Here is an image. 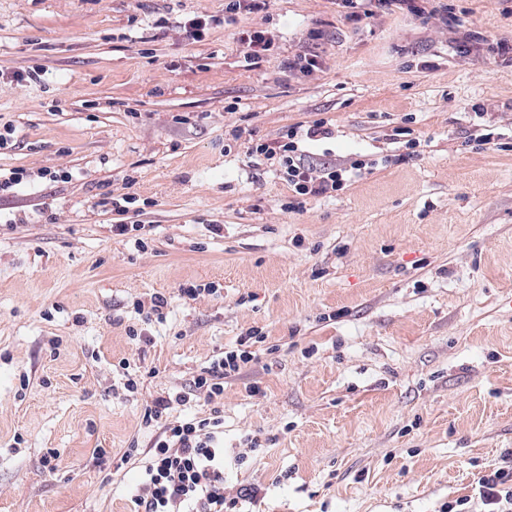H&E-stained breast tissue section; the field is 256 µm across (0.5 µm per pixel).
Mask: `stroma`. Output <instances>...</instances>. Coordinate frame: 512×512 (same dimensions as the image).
<instances>
[{"mask_svg": "<svg viewBox=\"0 0 512 512\" xmlns=\"http://www.w3.org/2000/svg\"><path fill=\"white\" fill-rule=\"evenodd\" d=\"M427 8L356 26L336 0H0V172L27 175L0 192V512H130L141 463L116 460L155 438L145 408L183 391L170 418L208 416L194 375L253 327L259 358L220 401L236 512H439L512 451V63L486 45L512 38V0ZM249 26L275 34L251 63ZM303 53L318 69L288 70ZM321 117L311 164H377L286 212L249 142ZM483 133L506 150L470 145ZM126 194L140 211L102 203ZM156 293L165 317L143 322L133 304Z\"/></svg>", "mask_w": 512, "mask_h": 512, "instance_id": "stroma-1", "label": "stroma"}]
</instances>
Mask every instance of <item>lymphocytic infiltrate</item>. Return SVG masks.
Instances as JSON below:
<instances>
[{
    "instance_id": "f902f5d3",
    "label": "lymphocytic infiltrate",
    "mask_w": 512,
    "mask_h": 512,
    "mask_svg": "<svg viewBox=\"0 0 512 512\" xmlns=\"http://www.w3.org/2000/svg\"><path fill=\"white\" fill-rule=\"evenodd\" d=\"M346 21L356 24L376 11L403 10L415 19L428 15L427 0H339ZM328 119L289 126L272 140L252 142L253 157L276 165L288 185L286 211H304L308 200L342 191L367 167L363 157L345 166L319 169L306 161L310 145L331 139ZM265 336L249 329L236 345L224 351L194 380L208 400L224 393V381L256 361V344ZM143 456L142 483L133 499V512H231L236 498L224 493V416L213 409L205 418H186L166 424L146 453L130 448L123 461ZM440 512H512V453L498 467L478 478L470 494L442 504Z\"/></svg>"
}]
</instances>
